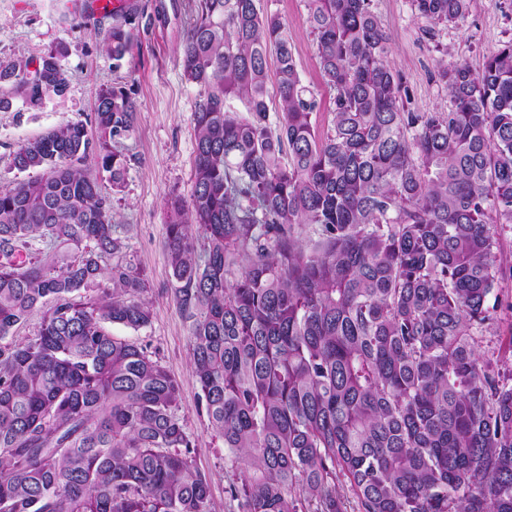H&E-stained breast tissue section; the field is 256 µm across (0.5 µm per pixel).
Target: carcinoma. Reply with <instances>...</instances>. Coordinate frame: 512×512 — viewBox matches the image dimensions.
<instances>
[{
    "mask_svg": "<svg viewBox=\"0 0 512 512\" xmlns=\"http://www.w3.org/2000/svg\"><path fill=\"white\" fill-rule=\"evenodd\" d=\"M258 2L195 0L193 190L164 238L233 512H512V335L483 350L489 295L512 281V41L479 70L439 63L451 110L407 112L371 0H309L334 92L320 136L286 25ZM469 2L411 5L446 26ZM111 15L120 61L136 11ZM63 55L1 60L0 111L65 96ZM137 112L101 90L89 123L21 145L11 167L37 176L0 189V512H213L178 380L106 328L151 323L89 168L122 188L112 142Z\"/></svg>",
    "mask_w": 512,
    "mask_h": 512,
    "instance_id": "1",
    "label": "carcinoma"
}]
</instances>
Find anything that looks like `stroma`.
I'll list each match as a JSON object with an SVG mask.
<instances>
[{
  "mask_svg": "<svg viewBox=\"0 0 512 512\" xmlns=\"http://www.w3.org/2000/svg\"><path fill=\"white\" fill-rule=\"evenodd\" d=\"M138 14L130 55L113 61L101 48L93 27L76 26L80 0H0V60H24L56 47L70 75L64 97H47L30 110L15 102L0 112V188L17 180L13 153L23 143L66 121H87L100 89L123 88L138 105L135 127L118 139L127 158L120 192H112L106 172L103 191L112 192L114 223L124 225L126 244L149 277L151 324L138 331L110 325L112 335L150 345L181 387L180 413L194 438L198 467L210 478L214 512H230L225 498L224 443L215 437L199 405L200 388L190 363L188 330L174 302V279L164 248L166 201L189 197L196 132L192 113L204 90L186 80L178 48L193 8L192 0H135ZM167 15L159 17L158 4ZM287 24L296 63L317 106L318 133L331 127L333 93L321 79L316 41L308 23V0H272ZM371 9L390 37L389 61L402 82L405 110L446 112L451 99L436 74L438 62L468 63L480 69L486 56L512 40V0H470L469 12L456 24L432 26L420 18L411 0H372Z\"/></svg>",
  "mask_w": 512,
  "mask_h": 512,
  "instance_id": "1",
  "label": "stroma"
}]
</instances>
